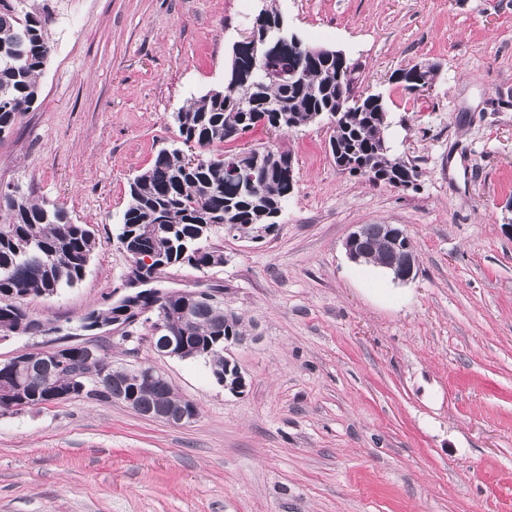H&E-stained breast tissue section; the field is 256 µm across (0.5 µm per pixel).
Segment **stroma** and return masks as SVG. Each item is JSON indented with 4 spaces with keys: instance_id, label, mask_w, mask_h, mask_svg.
Returning <instances> with one entry per match:
<instances>
[{
    "instance_id": "35a3bbf8",
    "label": "stroma",
    "mask_w": 512,
    "mask_h": 512,
    "mask_svg": "<svg viewBox=\"0 0 512 512\" xmlns=\"http://www.w3.org/2000/svg\"><path fill=\"white\" fill-rule=\"evenodd\" d=\"M39 2L53 49L36 108L0 138V189L64 209L98 245L80 284L28 302L55 332L0 342V360L94 343L159 369L199 414L73 400L0 415V512H512V0H273L383 96L420 178L338 170L326 121L229 142L290 151L294 192L264 240L216 238L224 266L162 285L221 288L243 318L237 394L204 362L127 352L122 325L79 323L123 293L130 183L176 143L174 112L223 87L262 0ZM415 64L438 71L409 96L391 75ZM361 224L406 230L413 281L348 258Z\"/></svg>"
}]
</instances>
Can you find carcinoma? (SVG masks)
Wrapping results in <instances>:
<instances>
[{
    "label": "carcinoma",
    "instance_id": "cac0c4a2",
    "mask_svg": "<svg viewBox=\"0 0 512 512\" xmlns=\"http://www.w3.org/2000/svg\"><path fill=\"white\" fill-rule=\"evenodd\" d=\"M50 23V14L37 0H0V135L38 102L39 78L52 52ZM354 74L347 67L336 80V59H314L304 42L299 47L285 44L267 58L248 45L233 46L224 89L201 95L174 115L181 143L203 152L193 158L180 147L162 149L130 183L116 241L131 262L153 255L166 268L213 269L224 265V252L211 244L224 234V225L251 237L273 227L271 214L286 207L295 186L290 152L273 146H255L246 155L211 150L257 126L291 131L310 124L315 114L329 112L335 116L330 148L337 167L395 189L418 179L415 165L379 149L389 112L379 94L357 100ZM248 183L254 184L249 193L241 189ZM410 245L405 237L389 249L380 225L366 224L355 249L368 255L367 263L388 261L400 269ZM95 247L93 229L72 223L64 210L35 202L18 189L0 194V336L54 330L20 300L74 287L83 280ZM130 303L125 297L106 309L91 310L80 328L90 331L117 320L133 326L140 319L153 337L160 326L166 333L184 332L190 358L204 360L212 370L224 364V341L245 335L241 316L193 292H167L156 307L145 298L127 314ZM61 354L64 361L52 367L42 350L0 363V415L77 398L110 400L117 390L140 414L163 405L198 410L158 371L147 381L132 366L88 360L81 344L66 346ZM47 370L53 373L51 389L27 382Z\"/></svg>",
    "mask_w": 512,
    "mask_h": 512
}]
</instances>
